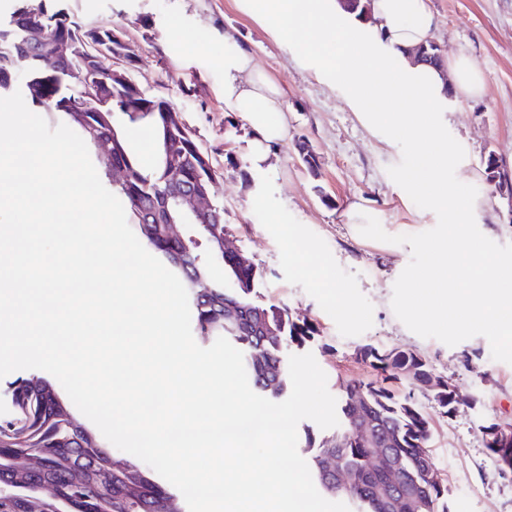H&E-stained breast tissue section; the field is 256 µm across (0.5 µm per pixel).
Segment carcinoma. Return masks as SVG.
<instances>
[{"mask_svg":"<svg viewBox=\"0 0 512 512\" xmlns=\"http://www.w3.org/2000/svg\"><path fill=\"white\" fill-rule=\"evenodd\" d=\"M9 19L0 22V93L15 87L19 78L32 103L46 112L62 113L75 127L102 166L105 176L120 166L124 179L112 183V193L131 211L138 237L164 258L173 272L190 289L195 320L200 336H224L245 352V368L254 389L268 399L280 398L288 384V371L281 350L285 344L305 346L319 335L316 323L293 316L288 308L264 305L254 298L252 288H226L236 274L224 266V280L212 277V269L198 260L194 242L188 246L172 242L166 235L165 201L175 189L164 180L170 167L182 172L188 188H208L209 171L196 155L198 143L182 122L168 112L167 101L143 93L142 105L130 107L119 88L105 91L107 111L84 112L83 91L72 87L68 64L50 50L58 35L52 20L68 10L47 5L49 0H15ZM46 20L47 39H26L30 17ZM130 121H147L157 133L160 158L157 166L145 171L128 154L113 113ZM208 244L209 261H217L218 244L226 234L224 206L217 204L216 216L197 226ZM212 278L213 288L200 294L191 287L195 272ZM234 305L235 316L224 314ZM262 310L263 319L278 327L279 334L265 338L260 326L241 331L248 320V306ZM357 360L377 372V378L359 385H341L336 405L340 419L336 430L316 440L309 437L312 477L331 497L348 501L353 512H386L380 490L391 482L390 473L373 461L370 449L356 432L355 420L365 415L385 441V447L401 458L411 481L423 486L419 507L410 512H450L448 487L438 477L430 449L431 424L413 396L399 397L393 384L404 382L410 390L429 395L446 415L464 403L458 398L448 403V381L436 376L427 361L414 351L366 344L357 349ZM363 392L356 403L352 394ZM14 414L0 420V512H181L168 490L133 463L116 464L95 437L76 423L67 403L60 399L51 383L29 377L16 383L12 394ZM338 459L351 474V484L339 488L324 480V464ZM433 473L426 479L423 472Z\"/></svg>","mask_w":512,"mask_h":512,"instance_id":"1","label":"carcinoma"}]
</instances>
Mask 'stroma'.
<instances>
[{"label":"stroma","mask_w":512,"mask_h":512,"mask_svg":"<svg viewBox=\"0 0 512 512\" xmlns=\"http://www.w3.org/2000/svg\"><path fill=\"white\" fill-rule=\"evenodd\" d=\"M85 27L112 23L136 54L131 72L145 91L179 112L217 170L212 189L224 206V222L238 247L263 270L258 301L288 307L317 323L320 334L306 346L327 375L330 393L340 384L366 383L375 374L357 362L359 346L373 343L420 354L434 373L449 379L466 399L446 417L430 398L416 394L432 424L431 451L447 481L451 512H512V479L501 478L485 446L482 425H512V347L503 337L471 327L442 333L419 324L409 310L411 277L429 258L422 239L441 236L448 213L422 196L401 190L400 177L413 160L409 141H381L363 123L342 91H329L233 0H66ZM436 18L431 39L448 55L469 57L481 70L484 97L451 100L448 137L468 148L464 190L481 208L472 217L497 260L512 265V204L492 196L485 182L488 156L512 172V0H427ZM178 18L192 51L170 55L164 29ZM233 33L278 84L288 135L268 161L253 166L250 130L224 110V71L217 54ZM313 149L317 173L301 163L297 142ZM365 202L380 214L376 224L347 223L350 204ZM314 249L329 281L360 311L341 314L327 289L288 258L286 228Z\"/></svg>","instance_id":"35a3bbf8"}]
</instances>
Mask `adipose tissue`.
Wrapping results in <instances>:
<instances>
[{
  "label": "adipose tissue",
  "instance_id": "ef3b65f1",
  "mask_svg": "<svg viewBox=\"0 0 512 512\" xmlns=\"http://www.w3.org/2000/svg\"><path fill=\"white\" fill-rule=\"evenodd\" d=\"M237 9L284 42L296 63L328 88H342L363 121L383 139L409 140L413 162L403 173L407 194L421 195L457 220L439 237L423 240L426 272L415 276L411 311L444 328L476 326L512 334V267L499 264L484 238L468 227L478 204L448 172L463 166V144L449 141V95L484 94L481 71L464 56L436 68L414 62L413 48L431 34L426 0H372L369 17L347 12L340 0H234ZM218 60L224 70V109L250 127V158L264 164L287 134L284 104L274 82L232 34Z\"/></svg>",
  "mask_w": 512,
  "mask_h": 512
}]
</instances>
